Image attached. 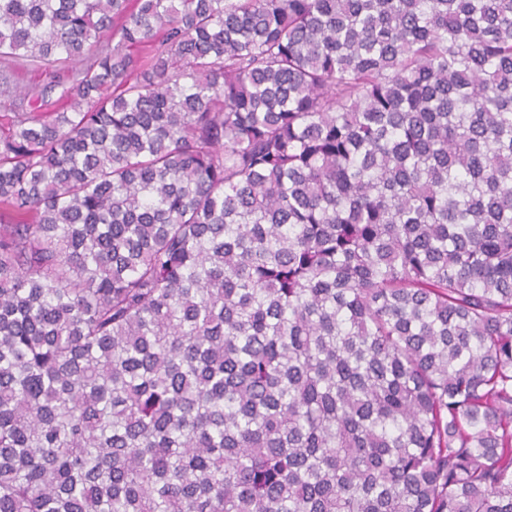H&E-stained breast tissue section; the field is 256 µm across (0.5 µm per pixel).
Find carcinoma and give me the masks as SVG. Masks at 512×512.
Here are the masks:
<instances>
[{
	"label": "carcinoma",
	"instance_id": "carcinoma-1",
	"mask_svg": "<svg viewBox=\"0 0 512 512\" xmlns=\"http://www.w3.org/2000/svg\"><path fill=\"white\" fill-rule=\"evenodd\" d=\"M19 56L91 60L0 116V512H512V0H0Z\"/></svg>",
	"mask_w": 512,
	"mask_h": 512
}]
</instances>
